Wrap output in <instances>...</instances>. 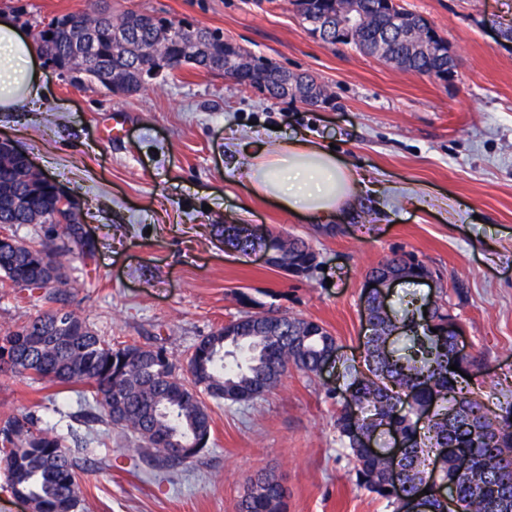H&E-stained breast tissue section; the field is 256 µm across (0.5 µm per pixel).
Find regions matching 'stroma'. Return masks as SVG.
Wrapping results in <instances>:
<instances>
[{"label": "stroma", "mask_w": 512, "mask_h": 512, "mask_svg": "<svg viewBox=\"0 0 512 512\" xmlns=\"http://www.w3.org/2000/svg\"><path fill=\"white\" fill-rule=\"evenodd\" d=\"M427 18L462 63L451 84L328 45L302 26L288 0H109L129 10L187 19L254 54L312 76L329 105L272 99L190 67L135 95L77 85L47 70L42 101L0 112V136L26 150L40 172L82 204L96 250L73 251L62 308L109 340L161 345L177 368L203 336L244 312L279 309L313 320L342 358H360L368 268L395 252L430 268L460 323L484 402L512 396V0H398ZM87 0H0L28 36ZM122 131L106 135L113 111ZM308 131L362 172L369 188L336 221L312 224L250 195L235 160L242 146ZM303 239L318 265L307 276L269 266L262 250L224 244L225 225ZM41 290L0 284V335L44 311ZM337 369H289L264 399L210 404L211 440L200 461L158 479L105 469L71 444L85 512H237L247 480L282 479L288 512H393L360 485L334 420ZM37 411L66 430L80 414L76 389L58 393L0 373V418Z\"/></svg>", "instance_id": "stroma-1"}]
</instances>
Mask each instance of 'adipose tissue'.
<instances>
[{"label":"adipose tissue","mask_w":512,"mask_h":512,"mask_svg":"<svg viewBox=\"0 0 512 512\" xmlns=\"http://www.w3.org/2000/svg\"><path fill=\"white\" fill-rule=\"evenodd\" d=\"M44 83L38 46L15 21L0 17V112L41 98ZM241 171L252 195L313 221L338 217L364 186L360 174L337 155L298 137L259 144L246 153Z\"/></svg>","instance_id":"obj_1"}]
</instances>
